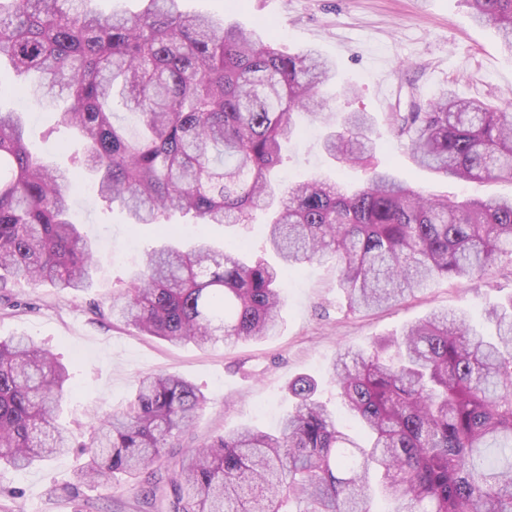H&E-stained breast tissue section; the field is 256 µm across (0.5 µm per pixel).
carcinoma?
<instances>
[{
  "label": "carcinoma",
  "instance_id": "cac0c4a2",
  "mask_svg": "<svg viewBox=\"0 0 512 512\" xmlns=\"http://www.w3.org/2000/svg\"><path fill=\"white\" fill-rule=\"evenodd\" d=\"M87 0H0V65L36 72L67 93L60 122L98 196L134 230L173 212L198 224L241 226L270 215L277 262L196 241L152 250L110 313L142 334L199 348L273 334L284 273L330 257L349 306L401 301L436 277L482 280L512 253V197L450 202L372 170L356 191L321 180L279 188L272 174L296 117L330 125L324 88L333 65L316 50L284 54L236 25L145 0L132 17ZM474 20L512 50V0H469ZM120 96L143 133L114 125ZM412 157L445 178L512 182V113L450 91L421 112L391 113ZM359 166L376 147L373 121L349 112L321 142ZM77 174L45 164L22 116L0 112V290L8 273L62 291L88 287L96 244L70 215ZM494 333L438 310L370 350L339 353L330 374L363 437L346 433L315 380L288 383L294 400L275 432L240 426L185 441L207 397L173 373L145 372L127 406L101 409L86 435L58 422L70 374L29 337L0 341V464L26 469L70 448L77 482L133 479L160 512H512V295L486 311ZM182 448L168 461V449Z\"/></svg>",
  "mask_w": 512,
  "mask_h": 512
}]
</instances>
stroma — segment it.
I'll return each mask as SVG.
<instances>
[{
  "label": "stroma",
  "mask_w": 512,
  "mask_h": 512,
  "mask_svg": "<svg viewBox=\"0 0 512 512\" xmlns=\"http://www.w3.org/2000/svg\"><path fill=\"white\" fill-rule=\"evenodd\" d=\"M188 14L257 27L283 53L312 47L334 61L336 80L329 87L333 112H366L375 121L377 148L371 167H348L320 150V125L283 152L279 176L291 183L318 175L348 186L367 181L371 168L390 171L425 193L490 199L512 196L508 181L456 182L417 166L403 140L389 129V115L425 105L446 89L463 98L493 104L512 101V54L489 26H477L466 0H182ZM0 71V108L27 113V135L53 167L74 170L65 145L70 129L59 125L65 99L44 96L35 80ZM391 95H384V88ZM74 217L97 243L99 262L83 291L67 294L49 284L9 279L0 298V338L28 336L54 352L70 370L71 391L61 425L87 432L100 408L119 410L131 397L138 376L148 371L174 373L198 386L208 402L192 437L201 443L241 424L274 429L289 404L290 379L306 375L319 384V396L345 420L330 367L343 347L367 348L379 337L435 308L465 312L474 326L485 311L512 294V258L502 257L493 272L473 284L438 278L428 288L389 307L354 310L337 283L334 260L288 271L282 285L284 306L276 336L206 349L172 346L142 335L112 318L111 299L123 292L130 274L161 243V227L149 224L130 235L125 211L95 199L92 181L74 191ZM168 221L177 241L200 238L214 245L234 243L250 259H270L265 249L264 216L227 232L218 224H198L175 213ZM80 449L18 472L0 466V512H139L128 484L90 487L75 482Z\"/></svg>",
  "instance_id": "1"
}]
</instances>
